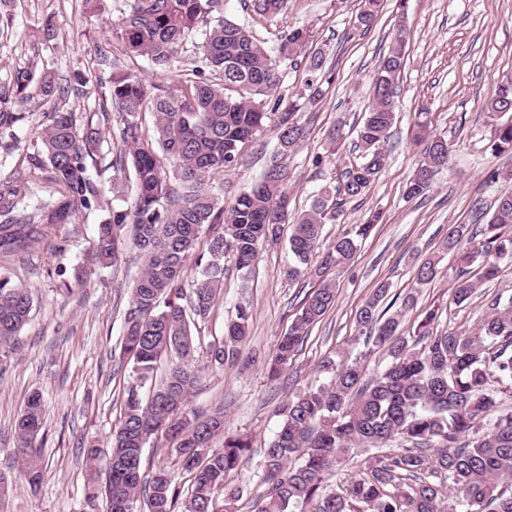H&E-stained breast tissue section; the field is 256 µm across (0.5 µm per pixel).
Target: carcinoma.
Returning a JSON list of instances; mask_svg holds the SVG:
<instances>
[{"label":"carcinoma","instance_id":"1","mask_svg":"<svg viewBox=\"0 0 512 512\" xmlns=\"http://www.w3.org/2000/svg\"><path fill=\"white\" fill-rule=\"evenodd\" d=\"M128 11L112 25V34L133 57L146 56L167 66L187 38L201 32L198 78L169 90L150 93L130 67L118 65L108 51L99 52L96 81L108 92L95 100L94 111L77 122L76 111L58 104L75 89L58 81L53 71L31 68L17 73L13 84L0 87V135L19 142L27 113L35 100L51 103L45 122L31 140L16 177L0 186V254L27 251L45 228L75 223L78 214L101 211L94 258L118 262L127 243L144 259L142 275L125 311L123 361L131 365L119 421L107 445L106 463L90 448V472L105 468L102 494L106 512H232L241 490L226 477L248 462L251 444L226 431L224 410L201 418L189 408L196 381L193 362L201 341L194 319H205L223 288L225 263L249 272L263 244L276 242L288 221L285 161L303 138L296 106L277 113L276 147L260 178L226 204L215 190L214 176L243 160L254 137L272 113L268 98L281 81L282 67L297 61L310 41L306 27L289 28L271 50L245 26L216 16L219 0H127ZM287 0H253L255 12L280 14ZM380 0H365L358 24L370 28ZM408 33L396 30L389 50L374 73L372 105L357 129L359 162L345 168L335 192L322 189L308 211L293 218L288 247L297 265L287 276L296 280L306 264L321 254L322 269L340 268L353 260L378 223L374 213L363 224H350L326 251H320L322 228L334 224L343 206L364 195L385 167L384 144L395 120L397 79L405 67ZM218 81L204 79V70ZM495 121L489 148L512 153V84L499 89L487 105ZM114 111L121 144L109 167L133 173L132 200L109 203L90 171L102 173L103 132L97 113ZM154 115L153 130L142 114ZM417 113L423 159L410 176L405 195L423 197L438 170L448 165V140L428 131ZM468 247L463 266L480 262L481 277H497L502 262H512V191L502 193L480 233L459 224L448 233L444 250ZM197 275L185 290L188 260ZM432 256L416 268L418 288L435 277ZM476 284L459 275L453 300L468 301ZM336 288L324 283L304 298L300 313L265 362L270 380L302 346L311 325L335 302ZM388 286H377L356 315L355 340L365 354L384 348L390 361L365 378L361 359L344 362L327 357L319 370L332 374L327 385L310 386L288 397L279 408L283 421L264 449L262 466L267 492L257 512H512V411H501L488 381L512 388V300L495 302L478 327L468 333L438 332L441 313L427 311L413 335L401 331L402 312L388 313L382 304ZM32 297L28 289L0 278V353L28 321ZM250 307L241 303L224 329V340L206 348L214 366L234 362L238 345L249 334ZM175 356L166 378L143 396L157 360ZM44 426L39 394L18 414L14 430L24 480L38 487L46 473L34 442ZM161 433L178 441L179 463L192 476L187 502L171 475L160 469L142 472L143 448ZM221 436L224 447L213 449ZM398 447L392 448L390 444ZM361 445L376 450L365 469L344 487L327 489L332 469Z\"/></svg>","mask_w":512,"mask_h":512}]
</instances>
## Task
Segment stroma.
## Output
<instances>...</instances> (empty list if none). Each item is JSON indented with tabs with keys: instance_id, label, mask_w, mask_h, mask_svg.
<instances>
[{
	"instance_id": "stroma-1",
	"label": "stroma",
	"mask_w": 512,
	"mask_h": 512,
	"mask_svg": "<svg viewBox=\"0 0 512 512\" xmlns=\"http://www.w3.org/2000/svg\"><path fill=\"white\" fill-rule=\"evenodd\" d=\"M83 0H0V85L17 70L51 68L72 80L87 69L100 46L114 57L123 49L113 40L110 22L126 8L109 0L107 19L91 16ZM362 0H288L283 13L260 16L243 0H221L220 13L247 26L264 46L274 47L282 31L309 27L313 48L325 54L326 72L312 73L306 63L284 69L279 96L297 101L305 139L288 159L285 184L291 210L307 211L318 191L334 187L337 175L356 161V124L372 103V77L388 50L398 23L409 32L406 68L399 79L396 118L385 146L387 165L370 190L347 203L339 221L324 225L323 245H330L347 225L359 224L373 212L382 218L362 243L354 262L332 272L336 298L322 320L283 369L270 380L264 358L276 347L298 314L304 297L321 284L308 274L288 280L294 258L287 239L264 245L251 272L228 270L224 288L195 333L202 344L224 338V326L238 303H248L250 332L239 345L234 365L214 368L197 354L198 378L190 398L196 414L223 409L230 430L252 440L250 459L230 473V484L242 489L238 512H253L265 487L263 451L280 426L276 413L291 393L328 383L317 366L324 356L358 354L353 341L356 313L379 284L389 287L388 302L402 303L414 294L413 307L403 312L401 329L412 333L425 312L440 309L439 331L470 332L493 301L512 299V263L502 264L497 277L484 280L478 265L469 275L477 288L462 305L452 301L459 264L442 250L451 226L487 223L497 197L506 188L502 171L512 168V154L493 155L492 127L486 104L501 84L512 82V0H384L370 28L357 23ZM51 21L52 34L39 27ZM199 38H189L170 66L138 58L137 72L149 87H172L192 76L199 65ZM324 82L319 104L299 94L309 79ZM436 133L447 136L452 156L434 176L426 197L409 199L406 183L423 156L414 138L420 108ZM339 141H331L333 130ZM276 144L273 132L258 136L243 163L216 177L225 199L245 190L263 170ZM102 212H86L77 223L47 229L42 241L26 253L0 255V272L12 284L28 288L33 297L29 320L14 350L0 357V475L15 488L0 497V512H105L103 500H89L85 448L105 445L118 421L121 398L130 370L121 363L124 312L130 291L141 275L143 259L126 247L120 264L101 268L91 262ZM439 259L437 275L415 288L414 272L421 260ZM42 400L45 424L35 442L47 472L37 489L18 476L14 421L31 394ZM174 442L160 436L144 449L142 468L171 471L181 490L191 486L189 473L176 466Z\"/></svg>"
}]
</instances>
